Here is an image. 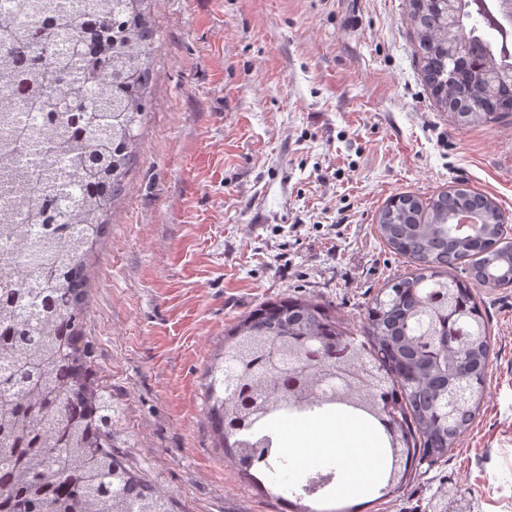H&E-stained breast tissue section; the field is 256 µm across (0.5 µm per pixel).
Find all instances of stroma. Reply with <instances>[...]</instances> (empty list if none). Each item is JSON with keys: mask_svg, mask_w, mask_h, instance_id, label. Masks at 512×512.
Masks as SVG:
<instances>
[{"mask_svg": "<svg viewBox=\"0 0 512 512\" xmlns=\"http://www.w3.org/2000/svg\"><path fill=\"white\" fill-rule=\"evenodd\" d=\"M408 0H155L151 106L88 260L83 324L129 464L178 512H283L214 438L205 370L256 305L301 296L349 329L413 273L386 200L456 187L512 225V112L464 123L428 88ZM493 352L447 456L367 512H512V288L478 287Z\"/></svg>", "mask_w": 512, "mask_h": 512, "instance_id": "stroma-1", "label": "stroma"}]
</instances>
